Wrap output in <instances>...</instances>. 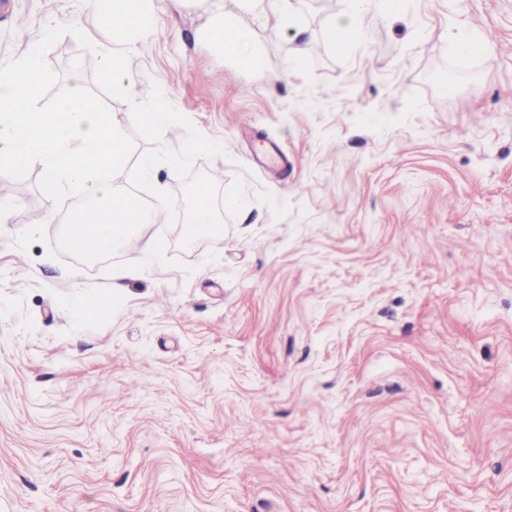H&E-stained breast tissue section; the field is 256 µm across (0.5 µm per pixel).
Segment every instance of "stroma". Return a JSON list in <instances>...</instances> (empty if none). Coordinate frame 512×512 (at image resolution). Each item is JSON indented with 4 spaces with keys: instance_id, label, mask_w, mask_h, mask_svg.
Returning <instances> with one entry per match:
<instances>
[{
    "instance_id": "1",
    "label": "stroma",
    "mask_w": 512,
    "mask_h": 512,
    "mask_svg": "<svg viewBox=\"0 0 512 512\" xmlns=\"http://www.w3.org/2000/svg\"><path fill=\"white\" fill-rule=\"evenodd\" d=\"M11 2L0 62L51 23L112 46L83 0ZM150 8L132 80L250 200L190 247L143 225L120 261L162 235L170 263L127 278L14 247L62 215L40 165L0 177V512H512V0ZM226 20L254 67L212 41ZM46 60L92 85L73 36ZM264 140L286 165L255 164Z\"/></svg>"
}]
</instances>
